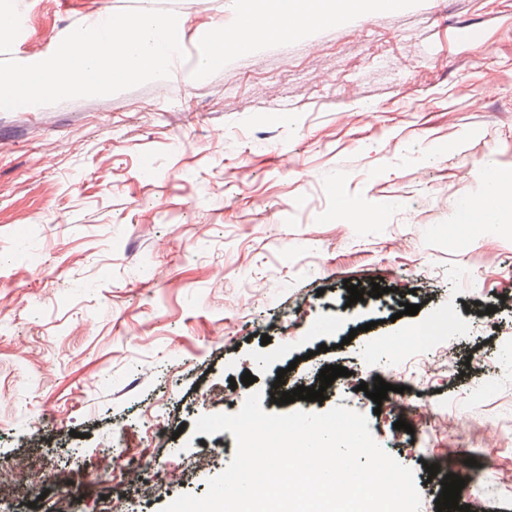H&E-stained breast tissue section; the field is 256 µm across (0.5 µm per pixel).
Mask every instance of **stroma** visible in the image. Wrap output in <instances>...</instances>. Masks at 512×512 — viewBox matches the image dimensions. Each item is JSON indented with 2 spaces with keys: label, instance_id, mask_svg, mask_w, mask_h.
<instances>
[{
  "label": "stroma",
  "instance_id": "1",
  "mask_svg": "<svg viewBox=\"0 0 512 512\" xmlns=\"http://www.w3.org/2000/svg\"><path fill=\"white\" fill-rule=\"evenodd\" d=\"M16 3L21 63L131 8L176 12L186 58L178 77L0 111V461L44 474L0 485V512L203 495L236 444L197 418L330 361L349 374L323 402L263 411L347 407L414 471L421 512L445 452L462 503L512 512V209L477 234L461 211L512 174V0H367L216 69L197 64L199 32L231 0ZM374 278L388 294L347 304ZM430 325L454 370L408 350ZM378 376L403 382L406 410L359 391ZM107 458L122 466L103 475ZM161 466L181 481L126 474Z\"/></svg>",
  "mask_w": 512,
  "mask_h": 512
}]
</instances>
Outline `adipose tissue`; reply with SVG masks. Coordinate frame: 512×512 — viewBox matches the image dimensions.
Returning a JSON list of instances; mask_svg holds the SVG:
<instances>
[{
  "mask_svg": "<svg viewBox=\"0 0 512 512\" xmlns=\"http://www.w3.org/2000/svg\"><path fill=\"white\" fill-rule=\"evenodd\" d=\"M365 0H232L234 16L205 40L203 63H223L227 55L288 37L300 28L335 20L342 10H362Z\"/></svg>",
  "mask_w": 512,
  "mask_h": 512,
  "instance_id": "adipose-tissue-1",
  "label": "adipose tissue"
}]
</instances>
